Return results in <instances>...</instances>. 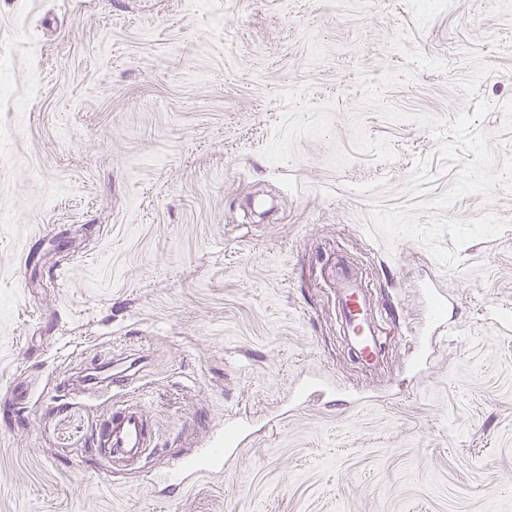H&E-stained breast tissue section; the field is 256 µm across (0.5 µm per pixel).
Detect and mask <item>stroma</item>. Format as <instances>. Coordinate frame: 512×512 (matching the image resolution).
Listing matches in <instances>:
<instances>
[{
    "mask_svg": "<svg viewBox=\"0 0 512 512\" xmlns=\"http://www.w3.org/2000/svg\"><path fill=\"white\" fill-rule=\"evenodd\" d=\"M403 31L444 69L384 101H487L474 128L512 156V0H0V512H512V193L446 209L509 223L447 267L365 231L459 171L364 104L360 78L407 68ZM103 367L125 386L82 393ZM307 374L333 393L289 404ZM121 402L159 446L107 470L92 439ZM245 416L223 470L177 479ZM338 288L343 298L344 333L347 345L355 348L357 357L364 364H372L376 361L378 352L376 339L379 336H372L371 331L363 328V313L368 310L365 294L352 278L342 275Z\"/></svg>",
    "mask_w": 512,
    "mask_h": 512,
    "instance_id": "obj_1",
    "label": "stroma"
}]
</instances>
